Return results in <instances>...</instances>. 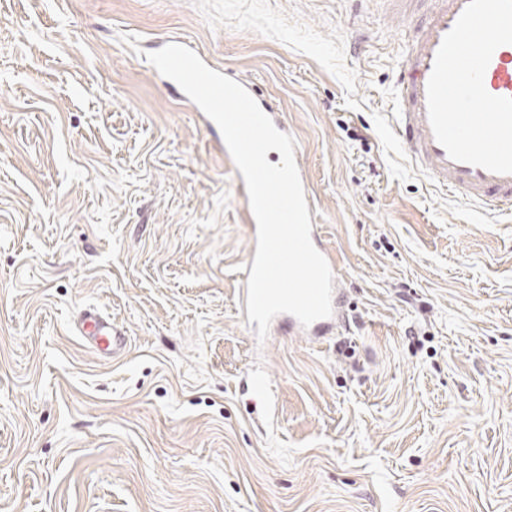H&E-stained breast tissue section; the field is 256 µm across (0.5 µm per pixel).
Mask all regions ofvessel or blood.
Here are the masks:
<instances>
[{
	"label": "vessel or blood",
	"mask_w": 512,
	"mask_h": 512,
	"mask_svg": "<svg viewBox=\"0 0 512 512\" xmlns=\"http://www.w3.org/2000/svg\"><path fill=\"white\" fill-rule=\"evenodd\" d=\"M427 8L409 18V33L403 41L401 59L393 74V105L388 126L411 165L443 192L460 195L466 203L512 217V174H497L452 160L434 137L427 112L426 87L435 54L468 0H425ZM486 90L512 98V44L498 47L484 75ZM341 316L302 327L292 315H283L289 330L308 329L315 336L333 330ZM81 335L90 337L97 349L118 354L127 345L124 331L111 317L97 310L84 311L78 323Z\"/></svg>",
	"instance_id": "vessel-or-blood-1"
}]
</instances>
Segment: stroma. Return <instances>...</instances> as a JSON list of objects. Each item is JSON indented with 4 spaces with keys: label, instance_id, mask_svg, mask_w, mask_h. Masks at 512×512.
<instances>
[{
    "label": "stroma",
    "instance_id": "1",
    "mask_svg": "<svg viewBox=\"0 0 512 512\" xmlns=\"http://www.w3.org/2000/svg\"><path fill=\"white\" fill-rule=\"evenodd\" d=\"M404 28L388 0H0V512H512V218L390 136ZM173 39L298 140L330 335L251 332L243 190L145 58ZM196 52V51H195ZM199 57L204 61V59L202 58V56L196 52ZM204 63L210 67L211 69L213 70H216L220 73H222L223 75L227 76V77H230L232 79H234L235 81H237L238 83H240L242 86H244L247 91L256 99V101L258 102V104L260 105L261 109L263 110V112L268 115L272 121L274 122L276 128L284 133H287V128H286V124H285V121L282 117V114H280L279 112H276L272 106H270L269 104H267L266 102H264L256 93V90L253 88V86L251 84H247V83H244V82H241L235 78H233L232 76H230L228 73L224 72L222 69H219V68H215L211 65H209L208 63H206L204 61ZM82 336H89L97 349L112 357L120 353L127 345L125 332L112 323V317L97 310H85L78 323Z\"/></svg>",
    "mask_w": 512,
    "mask_h": 512
}]
</instances>
